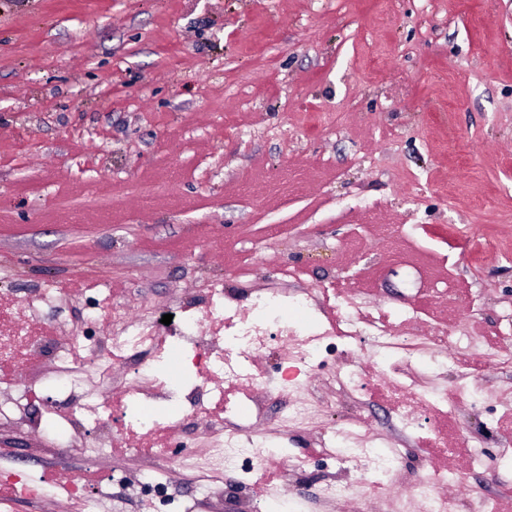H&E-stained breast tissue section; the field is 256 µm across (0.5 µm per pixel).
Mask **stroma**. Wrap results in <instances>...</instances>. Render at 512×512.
<instances>
[{"label": "stroma", "instance_id": "obj_1", "mask_svg": "<svg viewBox=\"0 0 512 512\" xmlns=\"http://www.w3.org/2000/svg\"><path fill=\"white\" fill-rule=\"evenodd\" d=\"M158 186L151 205L135 189ZM467 226L493 247L453 233ZM55 282L43 307L64 347L78 317L116 335L111 312L176 313L208 282L238 304L273 282L309 288L325 327L343 321L340 295L380 317L415 305L422 330L447 328L512 346V0H0V300L22 305ZM367 391L282 432L284 364L277 341L247 361L266 413L252 426L276 449L224 473V494L179 477L180 512H327L322 490L360 479L323 443L354 410L379 443L401 450L396 489L353 494L341 512H403L397 493L438 467L436 492L471 485L512 500V368L453 348L429 373L432 388L468 377L485 396L456 400L406 431L387 405L386 375L354 345ZM31 379L36 416L54 406L43 358L8 366ZM82 464L114 512H155L114 473L135 468L134 437ZM14 469L47 492L14 512H63L55 440L6 423ZM479 453L473 465L470 453ZM279 478L265 488L255 474Z\"/></svg>", "mask_w": 512, "mask_h": 512}]
</instances>
